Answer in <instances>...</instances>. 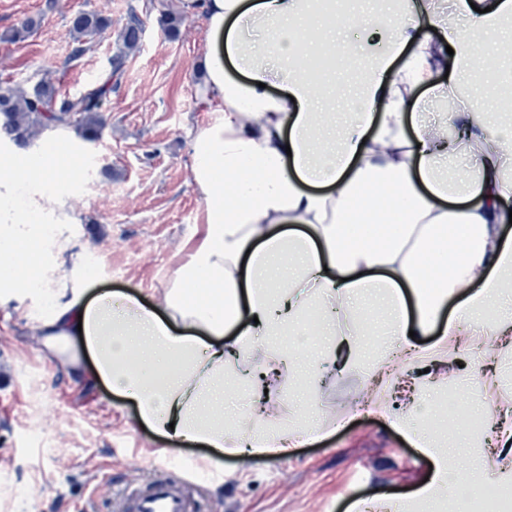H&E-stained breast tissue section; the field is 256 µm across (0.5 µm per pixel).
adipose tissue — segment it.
<instances>
[{
    "label": "adipose tissue",
    "instance_id": "1",
    "mask_svg": "<svg viewBox=\"0 0 512 512\" xmlns=\"http://www.w3.org/2000/svg\"><path fill=\"white\" fill-rule=\"evenodd\" d=\"M319 2L180 0L186 16L205 22L196 96L217 115L190 141L204 235L151 305L131 294L89 296L96 273L87 266L53 284L39 326L42 356L75 381L105 383L134 400L139 423L164 439L281 457L326 431L324 422L295 421L241 365L255 358L265 372L294 373L300 352L285 350L280 337L322 332L350 343V364L372 351L367 381L391 376L395 355L364 341L371 322L362 300L383 303L392 336L441 325L439 368L469 325L493 335L512 323V242L501 230L512 218L504 207L512 198V125L490 130L482 91L466 86L475 57H494L512 0H492L486 13L475 10L482 0H458L462 27L432 23L426 12L338 20ZM380 24L390 51L336 123L322 91L337 55L353 50L342 34ZM254 27L266 31L264 44L250 41ZM275 61L289 67L279 97L267 89ZM421 87L460 98L448 115L455 136L424 123L414 98ZM407 124L413 137L401 134ZM70 138L66 129L46 131L33 160L0 154V288L29 292L48 259L74 248L45 231L71 221L68 185L57 173ZM463 151L470 163L462 169L455 160ZM456 295L460 305L444 314ZM239 382L262 408L228 420L224 392ZM429 422L423 409L393 414L434 461L425 499L452 477V453Z\"/></svg>",
    "mask_w": 512,
    "mask_h": 512
}]
</instances>
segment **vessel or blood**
<instances>
[{"label":"vessel or blood","instance_id":"b4317fda","mask_svg":"<svg viewBox=\"0 0 512 512\" xmlns=\"http://www.w3.org/2000/svg\"><path fill=\"white\" fill-rule=\"evenodd\" d=\"M125 512H200V501L186 480L157 471L142 486L123 489Z\"/></svg>","mask_w":512,"mask_h":512}]
</instances>
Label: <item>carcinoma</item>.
<instances>
[{
  "instance_id": "cac0c4a2",
  "label": "carcinoma",
  "mask_w": 512,
  "mask_h": 512,
  "mask_svg": "<svg viewBox=\"0 0 512 512\" xmlns=\"http://www.w3.org/2000/svg\"><path fill=\"white\" fill-rule=\"evenodd\" d=\"M77 39L91 38L108 30L110 19L94 12H80L72 21ZM159 24L167 36H175L182 24L181 16L163 9ZM143 32V20L131 6L125 26L119 34V45L108 58V79L75 95L59 96L51 84L39 80L25 88L0 85V140L18 148H26L35 136L49 127L74 128L86 141L98 138L104 105L112 92V79L119 78L131 53L138 49Z\"/></svg>"
}]
</instances>
